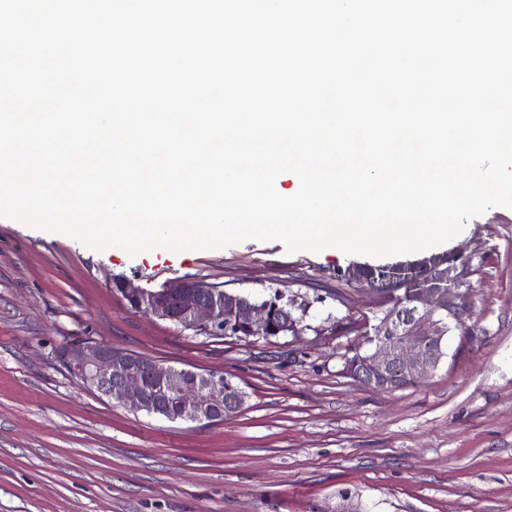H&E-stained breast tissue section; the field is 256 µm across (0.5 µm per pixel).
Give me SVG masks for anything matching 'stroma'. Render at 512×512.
<instances>
[{
    "instance_id": "obj_1",
    "label": "stroma",
    "mask_w": 512,
    "mask_h": 512,
    "mask_svg": "<svg viewBox=\"0 0 512 512\" xmlns=\"http://www.w3.org/2000/svg\"><path fill=\"white\" fill-rule=\"evenodd\" d=\"M480 262L470 320L432 377L394 392L348 377L370 300L337 288L350 255L287 253L250 239L129 256L0 222V512H512V208L470 219L443 245ZM156 290L199 280L305 309V330L212 339L132 311L114 280ZM90 337L230 376L237 416L171 423L70 376L56 350Z\"/></svg>"
}]
</instances>
